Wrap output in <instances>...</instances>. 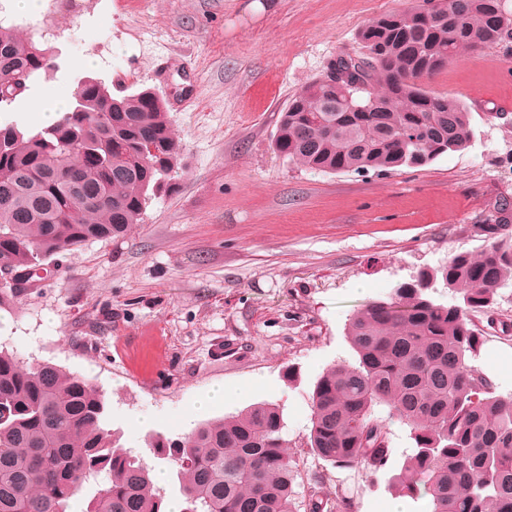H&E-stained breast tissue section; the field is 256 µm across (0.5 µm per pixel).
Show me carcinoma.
I'll use <instances>...</instances> for the list:
<instances>
[{
	"label": "carcinoma",
	"instance_id": "1",
	"mask_svg": "<svg viewBox=\"0 0 512 512\" xmlns=\"http://www.w3.org/2000/svg\"><path fill=\"white\" fill-rule=\"evenodd\" d=\"M439 2L365 25L359 37L376 55L357 84L302 88L281 112L274 150L323 173L395 172L465 150L470 112L420 79L462 51L511 39L512 13L500 0ZM53 67L50 49L0 23V104L24 98L30 79ZM153 150L165 156L162 173L141 167ZM181 154L151 89L114 94L91 76L73 87L55 125L0 124V268L33 270L60 251L125 237ZM439 281L461 303L434 301ZM509 285L512 237L493 236L478 254L459 252L355 310L347 324L355 363L326 368L310 394L312 452L388 474L390 489L428 498L430 512H512V394L495 393L469 365L481 346L470 315ZM381 405L386 419L375 416ZM389 418L414 440L396 473ZM284 429L283 409L262 402L178 442L149 440L177 467L182 512H293ZM151 470L107 428L105 401L84 377L0 350V512H68L101 476L86 512H166Z\"/></svg>",
	"mask_w": 512,
	"mask_h": 512
}]
</instances>
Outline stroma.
Masks as SVG:
<instances>
[{
    "label": "stroma",
    "mask_w": 512,
    "mask_h": 512,
    "mask_svg": "<svg viewBox=\"0 0 512 512\" xmlns=\"http://www.w3.org/2000/svg\"><path fill=\"white\" fill-rule=\"evenodd\" d=\"M50 40L56 67L31 96L70 92L86 76L170 103L183 145L168 189L125 238L96 240L45 263L10 309L0 349L52 363L102 394L124 447L166 471L148 437L183 423L279 404L293 463L294 512L344 490L354 512H387L386 475L338 468L305 443L309 395L329 366L354 359L346 324L421 269L479 253L499 204H512V39L460 53L426 90L471 114L469 146L421 168L322 173L288 161L272 140L289 99L342 53H358L370 20L422 0H78ZM93 55L92 69L79 66ZM512 287L475 317L493 367L512 393ZM223 386L224 402L197 401Z\"/></svg>",
    "instance_id": "stroma-1"
}]
</instances>
